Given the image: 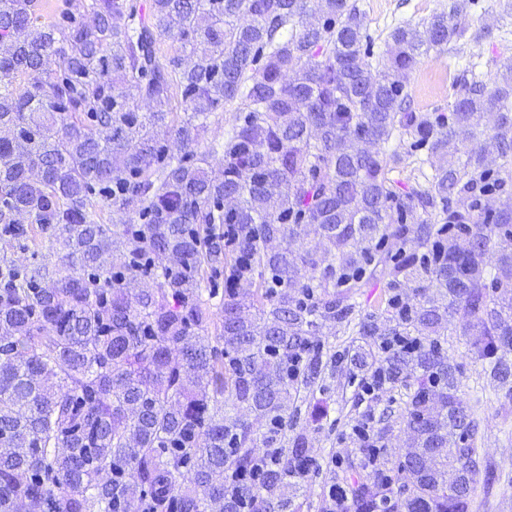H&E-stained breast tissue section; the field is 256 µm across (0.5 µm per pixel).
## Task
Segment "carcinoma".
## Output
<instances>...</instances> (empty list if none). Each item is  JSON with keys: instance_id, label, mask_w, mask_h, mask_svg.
<instances>
[{"instance_id": "carcinoma-1", "label": "carcinoma", "mask_w": 512, "mask_h": 512, "mask_svg": "<svg viewBox=\"0 0 512 512\" xmlns=\"http://www.w3.org/2000/svg\"><path fill=\"white\" fill-rule=\"evenodd\" d=\"M42 8L0 0V223L62 252L0 272V512H299L318 462L298 394L327 367L322 330L353 322L354 365L408 389L406 446L373 449L374 481L349 469L341 509L469 512L494 468L456 476L479 424L441 337L474 321L512 395V64L413 112L409 73L463 36L456 5L395 27L381 66L350 0H87L95 25L38 27ZM232 103L226 136L189 150ZM371 282L381 307L357 317Z\"/></svg>"}]
</instances>
